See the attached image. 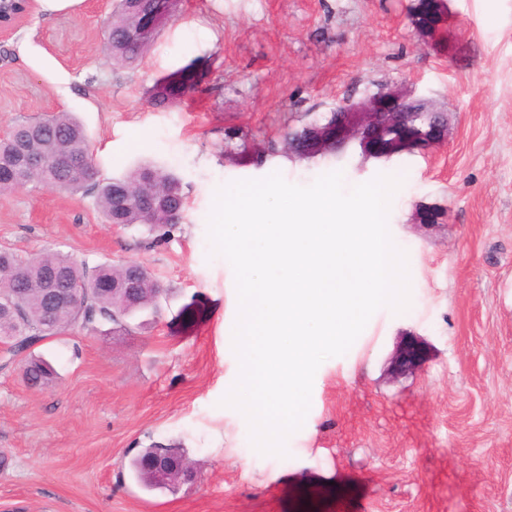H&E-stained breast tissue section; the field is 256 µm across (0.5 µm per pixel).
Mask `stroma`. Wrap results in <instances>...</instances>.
Wrapping results in <instances>:
<instances>
[{"instance_id":"stroma-1","label":"stroma","mask_w":512,"mask_h":512,"mask_svg":"<svg viewBox=\"0 0 512 512\" xmlns=\"http://www.w3.org/2000/svg\"><path fill=\"white\" fill-rule=\"evenodd\" d=\"M415 0H179L141 63L106 64L109 0L34 8L0 39V134L18 120L78 115L102 177L151 162L178 175L187 218L162 245L104 223L92 196L46 186L0 195V248L59 251L89 265L136 260L164 293L131 330H77L34 346L58 378L28 388L0 369V512H512V0H448L425 43ZM196 83L164 107L173 71ZM398 80L448 112V140L360 163L347 153L254 159L264 139L327 116L369 83ZM255 137L249 157L228 131ZM280 172L307 186L401 178L388 227L408 256L411 303L379 309L344 355L315 373L287 456L262 454L222 406L235 383L233 270L211 255L215 190ZM421 203L443 224L414 221ZM417 341L424 360L396 366ZM157 443L197 479L147 491L132 459Z\"/></svg>"}]
</instances>
